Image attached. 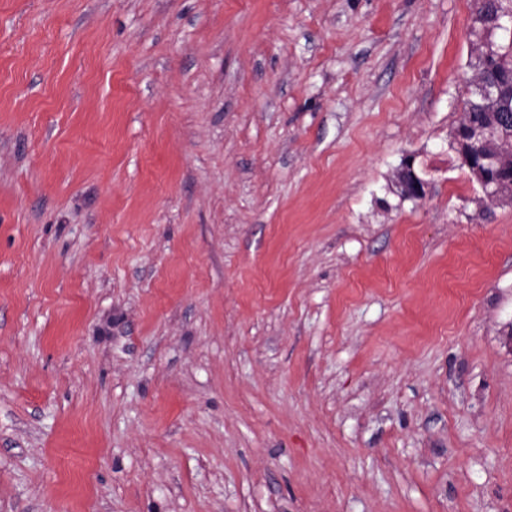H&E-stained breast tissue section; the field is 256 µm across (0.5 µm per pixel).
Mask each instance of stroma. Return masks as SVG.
Returning a JSON list of instances; mask_svg holds the SVG:
<instances>
[{
  "label": "stroma",
  "instance_id": "35a3bbf8",
  "mask_svg": "<svg viewBox=\"0 0 512 512\" xmlns=\"http://www.w3.org/2000/svg\"><path fill=\"white\" fill-rule=\"evenodd\" d=\"M473 11L0 0V512H512ZM471 147H472L471 141L461 140L458 148H459V154L462 157V163H464L468 167L471 175L473 176V178L476 180V182L481 187V190L484 194L485 199L493 201L496 199L495 189L491 188L490 185L487 183V181L484 177V174L482 173L481 169L478 166L477 167L471 166V162H472ZM404 159L406 161L403 165V170L405 173H410V180L407 182L397 180V186L400 192H403L408 198L423 199L426 196L428 183L417 173L415 169V158L413 156H406Z\"/></svg>",
  "mask_w": 512,
  "mask_h": 512
}]
</instances>
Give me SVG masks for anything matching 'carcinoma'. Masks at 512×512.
Returning a JSON list of instances; mask_svg holds the SVG:
<instances>
[{"mask_svg": "<svg viewBox=\"0 0 512 512\" xmlns=\"http://www.w3.org/2000/svg\"><path fill=\"white\" fill-rule=\"evenodd\" d=\"M512 12V0H475V40L470 65L476 77L500 89L498 98L489 100L477 82L470 84V96L464 103L460 126L476 131L493 127L502 138L512 137V37L495 35V22Z\"/></svg>", "mask_w": 512, "mask_h": 512, "instance_id": "1", "label": "carcinoma"}]
</instances>
